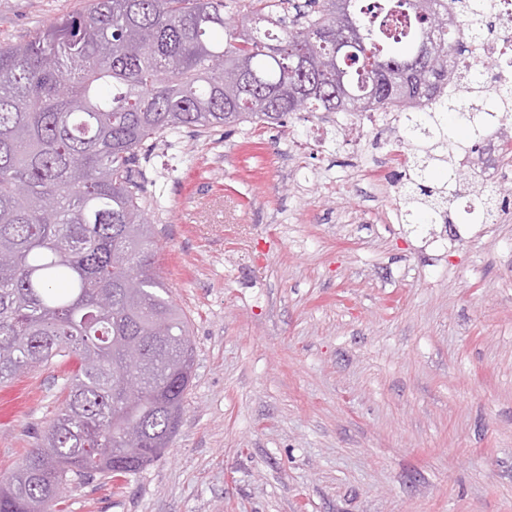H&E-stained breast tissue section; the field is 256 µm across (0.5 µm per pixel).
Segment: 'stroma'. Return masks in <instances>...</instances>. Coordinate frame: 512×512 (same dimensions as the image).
<instances>
[{
	"label": "stroma",
	"instance_id": "35a3bbf8",
	"mask_svg": "<svg viewBox=\"0 0 512 512\" xmlns=\"http://www.w3.org/2000/svg\"><path fill=\"white\" fill-rule=\"evenodd\" d=\"M88 5L0 0V44ZM335 123L185 129L138 155L194 376L164 455L64 512H512V208L415 230L394 130ZM72 367L0 388V476Z\"/></svg>",
	"mask_w": 512,
	"mask_h": 512
}]
</instances>
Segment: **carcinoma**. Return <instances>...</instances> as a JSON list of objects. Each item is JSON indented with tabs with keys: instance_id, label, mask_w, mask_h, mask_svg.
<instances>
[{
	"instance_id": "cac0c4a2",
	"label": "carcinoma",
	"mask_w": 512,
	"mask_h": 512,
	"mask_svg": "<svg viewBox=\"0 0 512 512\" xmlns=\"http://www.w3.org/2000/svg\"><path fill=\"white\" fill-rule=\"evenodd\" d=\"M233 8L239 25L224 17ZM91 0L25 42L0 45V385L71 360L68 394L34 448L0 480V512H61L59 485L131 475L177 431L194 347L189 320L155 271L139 152L190 129L278 125L299 111H396L412 176L406 223L485 224L507 199L454 167L512 108V88L480 82L493 24L480 0H354L359 35L338 0ZM474 23L463 26L454 9ZM473 67L478 106L448 97V75ZM466 130L461 139L456 129ZM139 343L140 368L126 365Z\"/></svg>"
}]
</instances>
